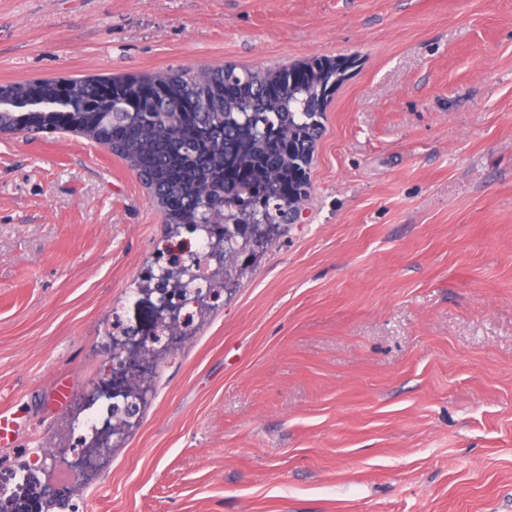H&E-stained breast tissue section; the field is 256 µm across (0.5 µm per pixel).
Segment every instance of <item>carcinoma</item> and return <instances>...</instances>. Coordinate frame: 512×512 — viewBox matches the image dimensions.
<instances>
[{"label": "carcinoma", "instance_id": "1", "mask_svg": "<svg viewBox=\"0 0 512 512\" xmlns=\"http://www.w3.org/2000/svg\"><path fill=\"white\" fill-rule=\"evenodd\" d=\"M353 61L313 57L286 68L234 65L108 79L63 78L65 101L36 96L38 81L0 85V130H67L107 146L138 173L162 222L190 232L224 225L236 246L299 219L328 98ZM196 109L177 125L165 114Z\"/></svg>", "mask_w": 512, "mask_h": 512}]
</instances>
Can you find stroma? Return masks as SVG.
<instances>
[{"label":"stroma","mask_w":512,"mask_h":512,"mask_svg":"<svg viewBox=\"0 0 512 512\" xmlns=\"http://www.w3.org/2000/svg\"><path fill=\"white\" fill-rule=\"evenodd\" d=\"M353 59L300 223L136 377L90 512H512V0H0V84ZM169 229L135 171L0 135V512L46 500L148 317ZM71 389L50 408L57 378ZM28 426L25 415L12 411L11 409H0V446L2 448L12 447L18 436Z\"/></svg>","instance_id":"obj_1"}]
</instances>
